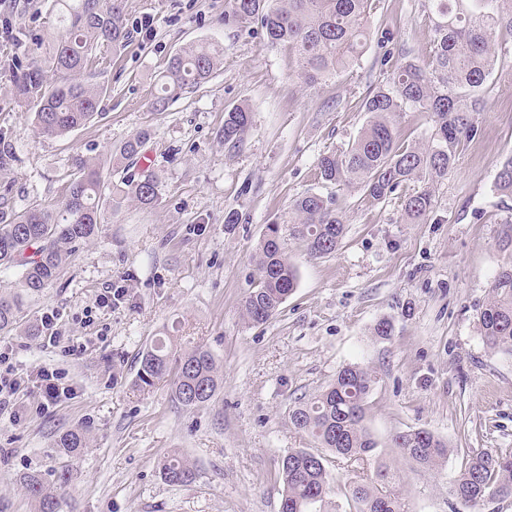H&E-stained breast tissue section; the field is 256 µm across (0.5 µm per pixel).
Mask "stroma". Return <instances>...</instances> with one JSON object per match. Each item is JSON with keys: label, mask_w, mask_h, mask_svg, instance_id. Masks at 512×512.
I'll list each match as a JSON object with an SVG mask.
<instances>
[{"label": "stroma", "mask_w": 512, "mask_h": 512, "mask_svg": "<svg viewBox=\"0 0 512 512\" xmlns=\"http://www.w3.org/2000/svg\"><path fill=\"white\" fill-rule=\"evenodd\" d=\"M130 38L101 47L92 83L106 87L92 125L62 138L42 136L32 110L18 106L9 81L46 56L59 28L51 0H0V142L15 160L0 171V198L22 209L57 203L74 156L113 159V182L152 168L161 199L131 202L107 216L55 284L32 299L25 323L55 313L63 347L16 330L0 335V373L48 369L69 393L43 405L35 388L19 394L14 421L0 409V512H34L19 482L29 470H73L63 512H278L282 456L313 447L288 413L311 399L342 366L372 367L367 425L381 446L393 434L425 429L450 448L434 472L388 451L409 512H471L450 493L469 455L512 448V355L489 349L477 315L507 251L499 242L512 198L493 188L512 156V49L499 53L479 116L482 133L465 143L435 189L434 222L402 220L399 194L375 202L355 187L318 176L328 151L347 145L366 116L370 86L392 73L376 41L392 32L393 50L428 64L432 15L427 0H378L368 17L371 44L339 76L300 84L294 54L270 46L257 24L228 26L229 0H122ZM152 19L150 33L140 32ZM218 42L224 58L209 82L155 112L168 61L192 43ZM244 106L252 125L239 149L220 137L224 114ZM151 136L140 159L116 163L122 141ZM334 198L346 225L335 254L312 258L296 244L294 292L266 324L242 316L258 271L256 248L267 224L283 221L298 195ZM240 215L225 224L226 211ZM122 297L105 307L107 291ZM392 322L390 339L373 327ZM180 334L217 359L224 387L209 405L179 406L169 379L137 382L139 358L155 339ZM83 427L90 446L79 457L53 448L56 436ZM182 453L196 469L185 486L166 483L158 463Z\"/></svg>", "instance_id": "1"}]
</instances>
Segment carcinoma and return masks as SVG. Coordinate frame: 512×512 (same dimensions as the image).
I'll return each instance as SVG.
<instances>
[{
	"instance_id": "cac0c4a2",
	"label": "carcinoma",
	"mask_w": 512,
	"mask_h": 512,
	"mask_svg": "<svg viewBox=\"0 0 512 512\" xmlns=\"http://www.w3.org/2000/svg\"><path fill=\"white\" fill-rule=\"evenodd\" d=\"M67 25L53 40L48 66L34 60L13 73L10 82L17 103L34 110L38 131L63 137L99 116L105 89L85 79L95 63V50L122 46L129 39L121 0H54ZM433 14V49L428 67L402 57L389 80L370 89L362 99L366 122L346 147L319 158L320 178L337 186H356L377 202L399 188L403 218L408 224L431 220L436 210L435 184L448 177L461 147L480 135L476 115L483 111L485 85L496 65V46L512 38V0H428ZM372 0H231L224 24L254 21L272 46L288 47L297 59L299 79L306 85L346 71L367 48V15ZM224 56L219 44H193L168 62L162 93L152 109L163 112L170 101L209 80ZM58 75L50 86L46 69ZM402 112H429L433 125L421 145L403 144L396 117ZM251 112L237 106L224 113L221 137L238 148L251 126ZM150 136L141 130L125 140L119 155L136 158ZM497 191L512 197V156L495 177ZM163 183L151 168L136 180L112 184V173L96 159L78 158L61 201L33 202L21 210L0 211V268L19 274L17 291L0 294V332L19 327L26 298L41 294L59 278L79 247L94 239L104 223L103 204L119 209L126 201L151 208ZM288 235L279 223L267 225L255 260L259 281L246 295L243 316L248 324L267 323L297 285V269L288 259L287 241L298 243L312 257L336 252L345 224L333 199L314 192L296 197L288 209ZM487 347L512 355V258L503 264L491 285V297L478 317ZM171 377L175 400L186 409L211 402L223 384L214 355L197 345L182 351L174 337L165 336L143 352L137 381L151 386ZM377 384L372 368L358 363L339 369L334 381L316 397L289 410L293 427L311 436L327 456L296 448L280 462L286 512H325L329 464L336 460L356 480L350 485L349 512H408L400 477L379 451L367 426L368 398ZM53 447L73 456L88 447L80 427L55 440ZM390 448L419 469L435 470L448 459V443L425 430L399 431ZM161 477L172 485H187L195 471L179 454L159 462ZM49 483L37 471L20 477L35 512H61V491L74 479L68 469L54 473ZM457 499L477 508L512 497V451H484L466 462L453 482Z\"/></svg>"
}]
</instances>
